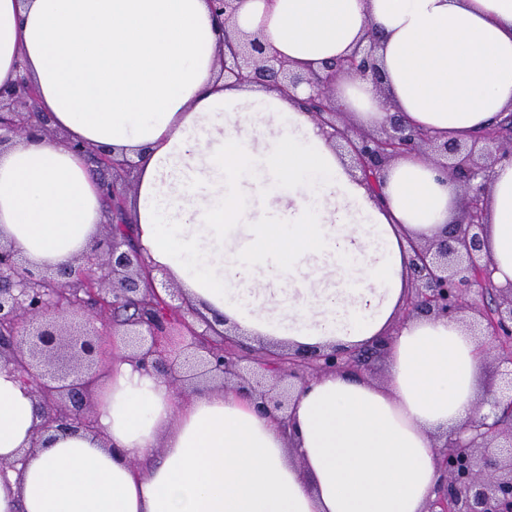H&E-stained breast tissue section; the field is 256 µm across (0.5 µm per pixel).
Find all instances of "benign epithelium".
<instances>
[{
  "mask_svg": "<svg viewBox=\"0 0 512 512\" xmlns=\"http://www.w3.org/2000/svg\"><path fill=\"white\" fill-rule=\"evenodd\" d=\"M237 0H209L216 17L234 18ZM375 43L357 49L341 63L325 65L319 73L302 72L270 51L255 33L239 31L228 38L220 73L226 79L272 86L294 98L307 85L309 115L330 129L334 147L345 143L361 181L377 192L383 172L400 155L416 152L435 166L448 169L465 192V222L433 240H408L404 253L410 286L399 311L405 322L417 315L480 325L478 339L495 341L497 360L512 390V283L499 287L492 280L484 254L486 188L493 166L512 160V137L485 133L472 143L442 141L411 128L398 114L383 127L355 131L338 120L341 115L329 95L336 73L346 70L360 77L376 71ZM0 146L15 139H36L50 132L48 118L39 112L37 94L28 76L0 88ZM95 172L110 175L106 191L128 194L135 184L136 162L93 152ZM139 250L104 231L90 252L75 265L48 274L23 266L20 254L0 244V366L9 367L25 384L34 386L41 424L32 447L46 443L49 432L67 435L89 427L86 413L97 374L99 337L108 328L125 327L130 358L167 379L183 393L203 384L234 385L252 398L258 410L286 423L293 389L327 371L363 374L369 362L382 355L388 340L354 350L300 351L282 347L260 350L252 360L239 354V342L211 326L198 330L186 318L181 289L156 284L145 275ZM490 290L494 306L471 299L474 290ZM102 328H97L96 323ZM179 327L186 344L182 352L166 349L164 339ZM489 410L477 413L466 433L445 435L439 463L447 479L425 512H512V396L488 401Z\"/></svg>",
  "mask_w": 512,
  "mask_h": 512,
  "instance_id": "obj_1",
  "label": "benign epithelium"
}]
</instances>
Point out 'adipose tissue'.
I'll use <instances>...</instances> for the list:
<instances>
[{"mask_svg":"<svg viewBox=\"0 0 512 512\" xmlns=\"http://www.w3.org/2000/svg\"><path fill=\"white\" fill-rule=\"evenodd\" d=\"M232 28L298 69L374 35L378 77L331 87L367 128L399 112L469 141L512 111V0H239ZM223 54L207 0H0V86L25 65L71 135L0 151V242L49 271L85 255L104 191L72 145L104 146L139 164L127 208L146 263L218 329L270 349L371 344L402 302L407 237L444 231L459 185L405 155L378 205L293 101L217 80ZM487 220L492 278L512 283V161L494 168ZM388 360L382 385H297L286 429L236 389L180 396L120 353L97 430L45 448L30 386L0 368V512H424L432 435L474 417L482 358L459 322L417 316Z\"/></svg>","mask_w":512,"mask_h":512,"instance_id":"adipose-tissue-1","label":"adipose tissue"}]
</instances>
